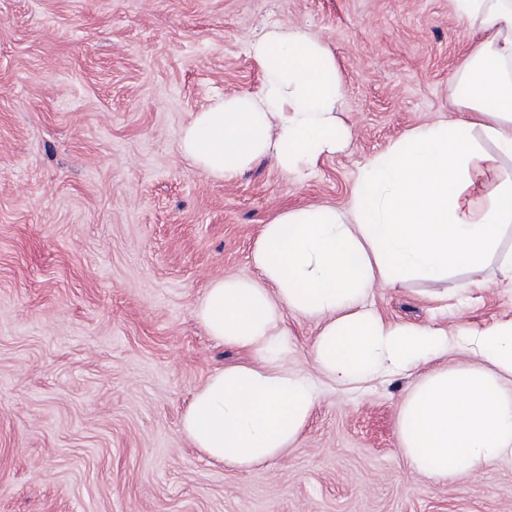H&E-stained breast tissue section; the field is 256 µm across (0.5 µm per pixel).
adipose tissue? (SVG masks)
Listing matches in <instances>:
<instances>
[{"mask_svg": "<svg viewBox=\"0 0 512 512\" xmlns=\"http://www.w3.org/2000/svg\"><path fill=\"white\" fill-rule=\"evenodd\" d=\"M454 14L481 35L456 78L462 118L414 127L367 158L346 210L290 211L265 225L252 255L259 279H214L195 304L208 336L248 356L211 374L182 416V434L211 459L238 469L275 460L297 444L323 385L358 387L453 352L469 363L427 374L400 407L410 468L463 480L512 456V319L457 339L367 303L378 282L481 267L512 223V177L499 173L512 159V0H454ZM247 53L265 75L260 91L194 113L179 149L218 181L269 155L306 178L347 136L336 60L293 25L266 28ZM290 313L321 323L315 375L288 365Z\"/></svg>", "mask_w": 512, "mask_h": 512, "instance_id": "adipose-tissue-1", "label": "adipose tissue"}]
</instances>
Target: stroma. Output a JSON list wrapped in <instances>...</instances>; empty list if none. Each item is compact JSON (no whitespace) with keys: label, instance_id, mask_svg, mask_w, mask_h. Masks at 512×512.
<instances>
[{"label":"stroma","instance_id":"1","mask_svg":"<svg viewBox=\"0 0 512 512\" xmlns=\"http://www.w3.org/2000/svg\"><path fill=\"white\" fill-rule=\"evenodd\" d=\"M274 24L322 40L345 144L309 178L272 157L214 180L179 134L215 97L263 84L246 45ZM453 0H0V512H512V459L468 481L412 471L397 416L421 371L325 387L295 448L250 469L182 434L194 391L246 361L193 315L208 284L259 272L264 225L345 209L359 169L455 117L477 42ZM476 275L374 286L405 324L512 318L501 257ZM311 371L318 320L287 318Z\"/></svg>","mask_w":512,"mask_h":512}]
</instances>
